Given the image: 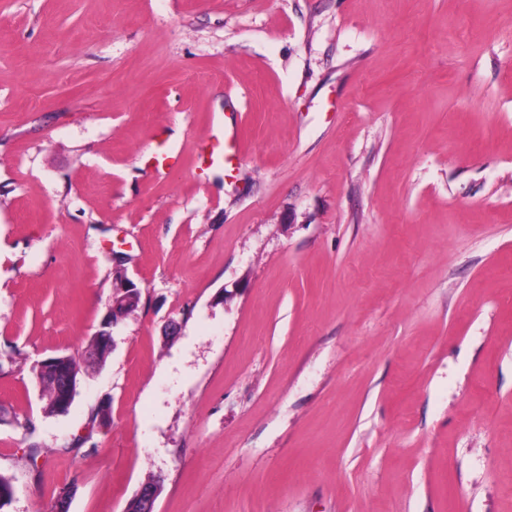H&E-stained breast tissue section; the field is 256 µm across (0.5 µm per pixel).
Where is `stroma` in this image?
I'll use <instances>...</instances> for the list:
<instances>
[{
    "label": "stroma",
    "mask_w": 512,
    "mask_h": 512,
    "mask_svg": "<svg viewBox=\"0 0 512 512\" xmlns=\"http://www.w3.org/2000/svg\"><path fill=\"white\" fill-rule=\"evenodd\" d=\"M0 475V512L153 475L155 512H512V0H0ZM120 272L119 283L115 286L112 294L111 303L108 306V312L112 310V330L119 322L127 317L125 308L134 303L137 297V286ZM76 358L78 359L77 355ZM74 356H59L46 359L43 369L39 372L36 366L32 371L38 380V383L47 397L42 394L45 400L46 412L48 414H57V409L61 405L64 394L67 392L66 382L69 379L76 387L78 376L82 371V358L80 361Z\"/></svg>",
    "instance_id": "obj_1"
}]
</instances>
